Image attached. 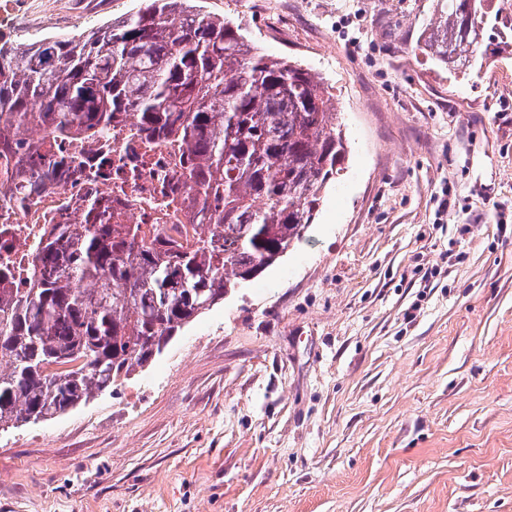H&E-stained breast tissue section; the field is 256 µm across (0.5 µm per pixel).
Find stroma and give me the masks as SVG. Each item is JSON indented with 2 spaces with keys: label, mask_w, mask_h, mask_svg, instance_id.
<instances>
[{
  "label": "stroma",
  "mask_w": 512,
  "mask_h": 512,
  "mask_svg": "<svg viewBox=\"0 0 512 512\" xmlns=\"http://www.w3.org/2000/svg\"><path fill=\"white\" fill-rule=\"evenodd\" d=\"M322 77L349 143L303 240L111 392L0 430V512H512V0H200ZM145 0H0V39ZM470 1H474L473 6ZM489 0H437L436 8L444 20L428 30L420 49L432 60L448 68H466L469 56L477 51L479 41L475 30L469 28L465 12L479 14L478 20L488 13ZM443 22V23H442Z\"/></svg>",
  "instance_id": "1"
}]
</instances>
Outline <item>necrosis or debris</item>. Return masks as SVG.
Masks as SVG:
<instances>
[{"instance_id":"1","label":"necrosis or debris","mask_w":512,"mask_h":512,"mask_svg":"<svg viewBox=\"0 0 512 512\" xmlns=\"http://www.w3.org/2000/svg\"><path fill=\"white\" fill-rule=\"evenodd\" d=\"M183 156L180 142L164 138L145 148L129 124L95 140L77 135L50 154L56 191L23 204L15 193L21 167L13 155L0 153V267L13 271L9 288L31 287L40 243L82 223L93 199L113 223L140 225L147 238L195 242L203 224L190 202Z\"/></svg>"}]
</instances>
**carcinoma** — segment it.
Listing matches in <instances>:
<instances>
[{"label": "carcinoma", "mask_w": 512, "mask_h": 512, "mask_svg": "<svg viewBox=\"0 0 512 512\" xmlns=\"http://www.w3.org/2000/svg\"><path fill=\"white\" fill-rule=\"evenodd\" d=\"M443 22L421 50L464 68L479 41L465 12L489 0H436ZM322 78L271 59L244 29L195 0L144 9L71 38L0 44V146L33 131L27 185L57 182L51 141L128 120L148 143L181 140L192 198L211 216L209 240L148 241L97 207L42 244L25 293L0 289V429L37 422L112 388L186 324L288 254L343 171L340 124Z\"/></svg>", "instance_id": "obj_1"}]
</instances>
